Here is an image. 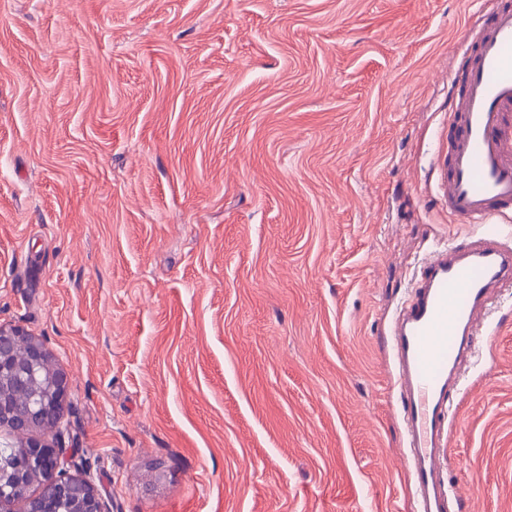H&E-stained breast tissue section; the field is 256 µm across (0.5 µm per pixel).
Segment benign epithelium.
Returning a JSON list of instances; mask_svg holds the SVG:
<instances>
[{"mask_svg":"<svg viewBox=\"0 0 512 512\" xmlns=\"http://www.w3.org/2000/svg\"><path fill=\"white\" fill-rule=\"evenodd\" d=\"M21 344L26 347L22 358L17 355ZM48 362L49 353L40 341L19 326L0 325V422L29 435L25 462L39 481L33 492L28 482L0 481V512H11L10 505L16 502L22 504L21 512H59L63 501L73 505V512H111L90 472L70 473L73 463L65 460L67 449L62 447L68 376L59 368H47ZM50 429L56 433L54 445L33 435Z\"/></svg>","mask_w":512,"mask_h":512,"instance_id":"7a95c632","label":"benign epithelium"}]
</instances>
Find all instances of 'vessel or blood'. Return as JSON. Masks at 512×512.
Returning <instances> with one entry per match:
<instances>
[{
	"instance_id": "b4317fda",
	"label": "vessel or blood",
	"mask_w": 512,
	"mask_h": 512,
	"mask_svg": "<svg viewBox=\"0 0 512 512\" xmlns=\"http://www.w3.org/2000/svg\"><path fill=\"white\" fill-rule=\"evenodd\" d=\"M471 46L457 66L467 78L451 92L449 171L438 192L449 212L489 224L512 207V9L484 0L470 20ZM512 288V247L480 237L432 252L410 305L391 325L407 439L404 464L418 512H449L442 477L453 432L459 368L477 338L491 292Z\"/></svg>"
}]
</instances>
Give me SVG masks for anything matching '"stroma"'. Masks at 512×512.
<instances>
[{
  "label": "stroma",
  "mask_w": 512,
  "mask_h": 512,
  "mask_svg": "<svg viewBox=\"0 0 512 512\" xmlns=\"http://www.w3.org/2000/svg\"><path fill=\"white\" fill-rule=\"evenodd\" d=\"M476 0H0V324L112 512H414L390 327L512 214L437 196ZM443 476L512 512V291Z\"/></svg>",
  "instance_id": "stroma-1"
}]
</instances>
